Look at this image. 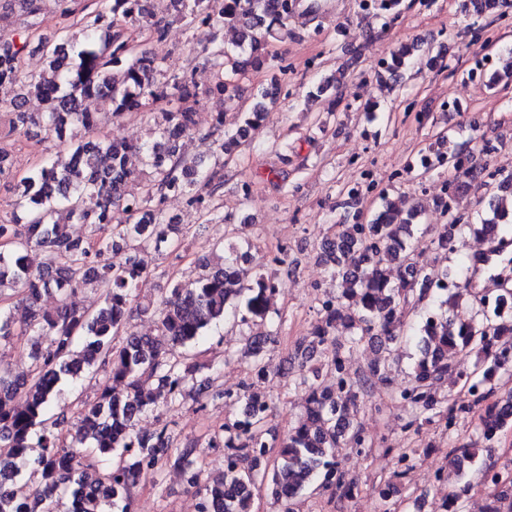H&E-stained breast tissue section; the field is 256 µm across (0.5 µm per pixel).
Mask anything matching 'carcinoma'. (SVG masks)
Segmentation results:
<instances>
[{"instance_id":"cac0c4a2","label":"carcinoma","mask_w":512,"mask_h":512,"mask_svg":"<svg viewBox=\"0 0 512 512\" xmlns=\"http://www.w3.org/2000/svg\"><path fill=\"white\" fill-rule=\"evenodd\" d=\"M43 2L0 0V11L18 3L35 15ZM172 2L178 16L190 17L199 28L224 24L239 28L241 43L247 44L243 52L226 49L214 38L190 44V52L202 65L216 69L213 91L222 96L224 111L217 113L209 136L215 153L222 155L255 129L267 104L276 101V93L264 92L242 125L234 131L224 129V113L235 101L234 79L266 60L268 38L293 35L288 25L297 14V0ZM141 27L149 28L159 41L164 38L165 25L154 20L143 0H97L73 35L67 27V34L59 39H25L19 46L14 38L0 34V82L19 88L8 106H0L11 115L12 128L35 126L60 140L72 125L86 132L65 153L43 159L14 185L23 217H0V301L16 298L27 314L18 326L0 309V343L19 334L26 337L33 360L25 375H0V512H55L54 499L61 489L67 493L66 512L118 508L128 512L132 489L171 460L189 472L188 483L202 496L203 512H253L259 481L267 483L284 512H293L294 499L318 479L339 497L351 499L357 485L346 478L336 450L371 447V439L354 423L360 393L371 375L385 382L390 399L409 405L405 429L416 432L423 416L433 410L451 427L457 409L447 397L437 395L436 386L456 373L482 413L479 447L456 446L450 461L462 475L476 467L480 453L492 451L493 440L512 428V389L500 392L512 381V349L501 345L512 335V312L502 309L505 299L512 300V289L470 301L463 315H448L466 293L458 271L431 275L417 264L411 241L422 210L407 205L402 197L385 196L381 209L365 224L356 216L361 196L352 189L338 203L344 214L336 234L322 243L326 271L331 280L341 281L342 293L327 295L311 340L322 348L324 366L336 379V388L302 376L304 412L275 444L267 428L273 404L258 389V383L276 371L267 357V345L275 337H249L245 349L250 382L243 383L235 396L242 403L246 427H239L237 419L229 421L204 444L197 440L180 444L173 458L166 455L176 440L168 423L150 433L135 430L142 415L181 402L187 388L201 408L209 399L224 395L215 386L219 368L178 350L198 344L230 314L240 316L242 323L266 316L277 285L276 277L254 264L248 252L231 246L220 262L204 265V273L195 281L174 284L158 301L142 308L158 315L157 334L140 336L131 330L133 302L149 277L138 250L176 247L175 237L182 233L181 225L162 207L166 195L177 192L189 206L204 211L206 197L222 179L220 169L180 152V139L196 132L197 85L187 72L157 80L161 60L126 34ZM415 51L412 44L399 47L383 63V70L394 80L402 77ZM26 52L44 55L49 72H23L21 58ZM345 76L337 71L322 76L317 93L330 91L339 97ZM30 96L43 103L44 112L34 116L23 111ZM92 98L110 100L114 120L142 111L151 100L162 102L157 140L130 145L101 134L97 116L86 107ZM493 151L491 140L482 135L421 158L425 173L445 164L455 171L454 189L443 204L448 223L426 226L436 250L453 252L456 239L467 233L495 239L512 232V173L489 170ZM133 152L141 155L154 176L140 191L129 189L135 180L128 165ZM486 177L498 180L489 212L472 217L460 211L457 200ZM116 210L125 214V220L114 224ZM72 223L89 228V237L71 238ZM36 251L44 261L35 268L30 254ZM122 252L126 257L118 263L115 257ZM88 286L103 299L94 313L77 300ZM52 292L58 295L59 306L47 313L40 302L42 294ZM338 323L352 330L347 347L333 336ZM373 340L390 345L391 354L407 341L416 342L418 355L405 384L394 382L393 361L387 357L374 364L368 376L344 377L350 352ZM463 351L479 355L472 375L455 370L454 358ZM93 367L105 371L106 382L93 403L74 413L71 444L66 445L54 433L65 422V413L53 420L48 414L58 400L61 382ZM153 377L158 381L155 389L147 385ZM114 383L121 384L124 393H115ZM32 448L40 449L34 463L41 481L27 495L13 479L17 462ZM207 448L224 449L226 464L220 480L203 484L194 462ZM92 458L113 464L103 474H91L84 461ZM393 489L387 481L374 490L380 512H391ZM486 512H512V485L491 489Z\"/></svg>"}]
</instances>
